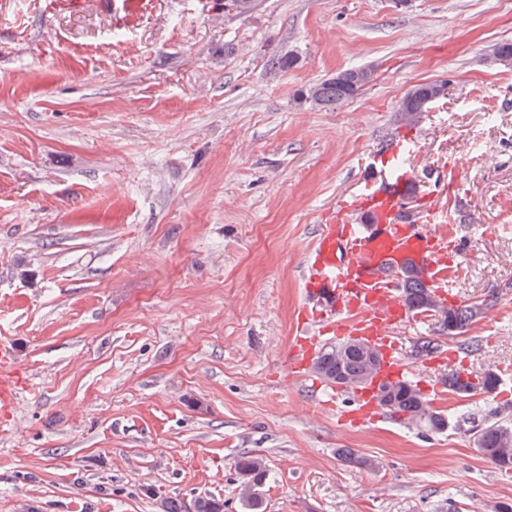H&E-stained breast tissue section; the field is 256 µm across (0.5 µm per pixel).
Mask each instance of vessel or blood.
I'll return each instance as SVG.
<instances>
[{
    "label": "vessel or blood",
    "instance_id": "vessel-or-blood-1",
    "mask_svg": "<svg viewBox=\"0 0 512 512\" xmlns=\"http://www.w3.org/2000/svg\"><path fill=\"white\" fill-rule=\"evenodd\" d=\"M411 180L406 171L379 172L360 197L341 205L337 223L322 226L305 261L304 331L290 350L291 368L308 369L315 336L331 334L356 337L378 350L377 382L407 375L398 331L406 314L395 275L403 264L413 263L443 289L454 274L444 234L429 228L437 213H428L424 227L399 218ZM17 385L15 351L0 342V421L12 420ZM375 394V384L357 389L343 421L358 424L378 415Z\"/></svg>",
    "mask_w": 512,
    "mask_h": 512
}]
</instances>
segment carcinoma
I'll return each instance as SVG.
<instances>
[{
	"label": "carcinoma",
	"instance_id": "cac0c4a2",
	"mask_svg": "<svg viewBox=\"0 0 512 512\" xmlns=\"http://www.w3.org/2000/svg\"><path fill=\"white\" fill-rule=\"evenodd\" d=\"M262 0H224V8L239 17H250L261 7ZM297 58L283 54L268 62L269 69L283 74L295 67ZM372 80V69L359 67L340 71L332 77L311 84L296 98L306 99L322 109H337L357 96ZM447 82L431 81L413 86L397 108V123L414 127L421 113L428 111L432 100L445 92ZM401 301L409 313L432 318L434 332L442 336H462L475 322L485 317L497 302V293L490 290L479 301L453 304L446 302L436 289L428 286L421 267L408 264L399 270ZM379 363L376 351L361 342L336 344L319 352L314 370L328 384L354 390L368 382ZM448 390L468 397L481 391L490 398L497 396L501 379L492 371L480 377L479 386L455 372L442 378ZM379 405L399 425L422 435L444 434L448 428L473 437L478 452L499 470H512V404L503 403L488 410L482 419L462 417L450 423L448 415L435 410L419 384L409 378L384 382L379 387ZM345 462L360 468H373L375 461L359 455L351 448L337 449ZM240 501L244 512H264L262 488L268 476L264 459L246 452L236 459Z\"/></svg>",
	"mask_w": 512,
	"mask_h": 512
}]
</instances>
